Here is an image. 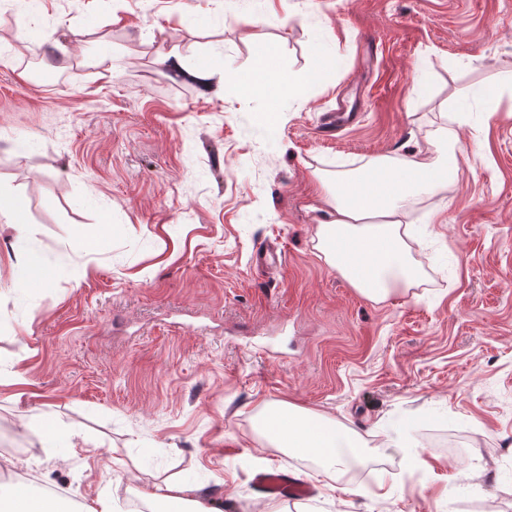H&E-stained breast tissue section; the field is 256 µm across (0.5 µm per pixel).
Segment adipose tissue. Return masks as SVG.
I'll use <instances>...</instances> for the list:
<instances>
[{"mask_svg":"<svg viewBox=\"0 0 512 512\" xmlns=\"http://www.w3.org/2000/svg\"><path fill=\"white\" fill-rule=\"evenodd\" d=\"M241 87L261 99H281L304 91L285 71L266 65L241 77ZM459 162L447 134L433 152L403 160L383 156L353 178H337L325 195L329 219L318 225L316 248L364 298L386 300L397 285H416L422 276L413 261L402 223L405 205L457 178ZM262 436L277 447L318 461L327 477L361 460L362 440L323 416L293 405L266 407ZM0 512H61L54 500L37 495L22 481H0Z\"/></svg>","mask_w":512,"mask_h":512,"instance_id":"adipose-tissue-1","label":"adipose tissue"}]
</instances>
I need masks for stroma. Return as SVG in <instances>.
<instances>
[{"label": "stroma", "instance_id": "obj_1", "mask_svg": "<svg viewBox=\"0 0 512 512\" xmlns=\"http://www.w3.org/2000/svg\"><path fill=\"white\" fill-rule=\"evenodd\" d=\"M47 4L0 0V190L28 225L0 240L15 476L115 512L169 476L224 512H512V0ZM270 61L304 97L269 110L238 88ZM443 127L459 177L403 218L423 277L368 301L314 247L323 183L420 157ZM265 246L283 269L256 265ZM279 402L358 434L361 473L258 499L257 474L316 472L257 433ZM54 429L79 447L45 448Z\"/></svg>", "mask_w": 512, "mask_h": 512}]
</instances>
